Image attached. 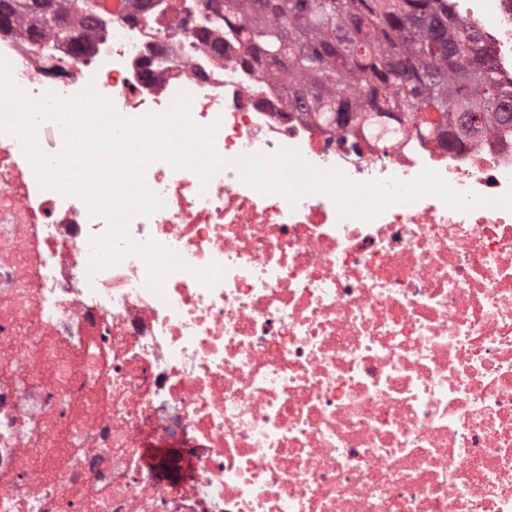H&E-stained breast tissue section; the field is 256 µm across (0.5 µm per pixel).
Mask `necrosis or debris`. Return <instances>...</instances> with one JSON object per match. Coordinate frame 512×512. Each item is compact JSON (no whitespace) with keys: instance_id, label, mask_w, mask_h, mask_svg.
I'll return each instance as SVG.
<instances>
[{"instance_id":"necrosis-or-debris-1","label":"necrosis or debris","mask_w":512,"mask_h":512,"mask_svg":"<svg viewBox=\"0 0 512 512\" xmlns=\"http://www.w3.org/2000/svg\"><path fill=\"white\" fill-rule=\"evenodd\" d=\"M189 0H100L82 51L0 32L38 96L95 85L125 117L193 96L232 159L298 149L356 181L437 171L457 191L512 189V126L461 141L408 119L358 132L285 108V69L247 65ZM476 24L512 98V0H450ZM163 206L133 220L190 265L164 297L137 257L88 274L106 223L40 189L0 135V512H512V212L426 196L372 221L309 194L289 204L233 169L208 188L168 164ZM202 441L194 475L161 483L147 437Z\"/></svg>"}]
</instances>
